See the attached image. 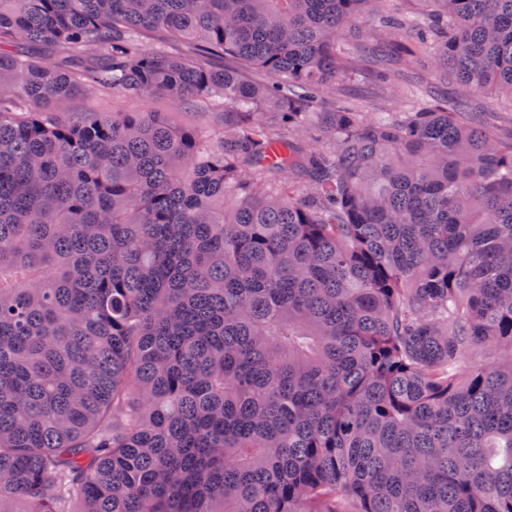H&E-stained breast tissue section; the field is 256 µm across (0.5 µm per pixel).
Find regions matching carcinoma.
<instances>
[{
	"instance_id": "obj_1",
	"label": "carcinoma",
	"mask_w": 512,
	"mask_h": 512,
	"mask_svg": "<svg viewBox=\"0 0 512 512\" xmlns=\"http://www.w3.org/2000/svg\"><path fill=\"white\" fill-rule=\"evenodd\" d=\"M390 2L0 0V512H512V0ZM348 95L354 101L362 104L366 112L395 111L401 105L402 98L396 93L382 95L368 87L365 80L347 82L345 84ZM98 107L102 112H118L136 109L142 112H171L172 119L182 127L193 130L205 129L217 137L224 134V111L222 106L194 108L176 104L161 95H149L136 103H130L117 94L98 95Z\"/></svg>"
}]
</instances>
